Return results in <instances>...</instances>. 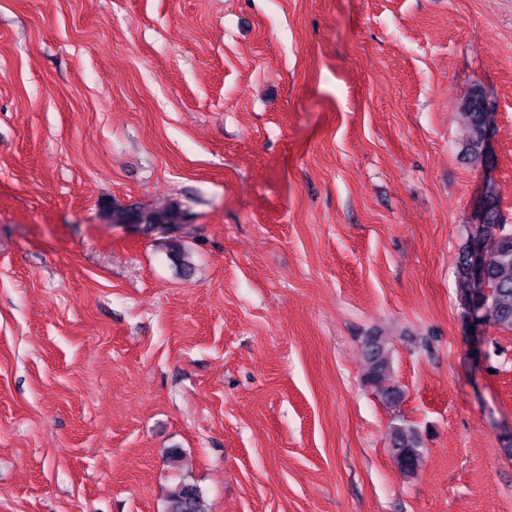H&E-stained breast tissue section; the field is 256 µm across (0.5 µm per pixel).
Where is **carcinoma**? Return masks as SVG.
<instances>
[{"instance_id": "1", "label": "carcinoma", "mask_w": 512, "mask_h": 512, "mask_svg": "<svg viewBox=\"0 0 512 512\" xmlns=\"http://www.w3.org/2000/svg\"><path fill=\"white\" fill-rule=\"evenodd\" d=\"M487 111L488 105L481 91L471 89L462 98L460 112L468 128L466 152L475 158L484 153ZM110 220L114 224H147L171 232L184 223V213L176 202L149 209L114 207L110 210ZM478 238L486 255L483 276L487 290L481 292L474 288L470 272L474 242L470 238L459 250L456 259L458 302L463 318L469 317L468 311L475 305L485 322L503 332L512 333V225L501 219L498 200L492 196L486 201ZM364 348L366 370L362 377L363 384L388 404H398L402 392L399 386L393 384V363L385 340L378 334L369 335L365 337ZM421 448L422 441L416 431L403 424L393 426L391 452L402 473H415ZM166 512H207L203 493L194 484L178 483L168 497Z\"/></svg>"}]
</instances>
